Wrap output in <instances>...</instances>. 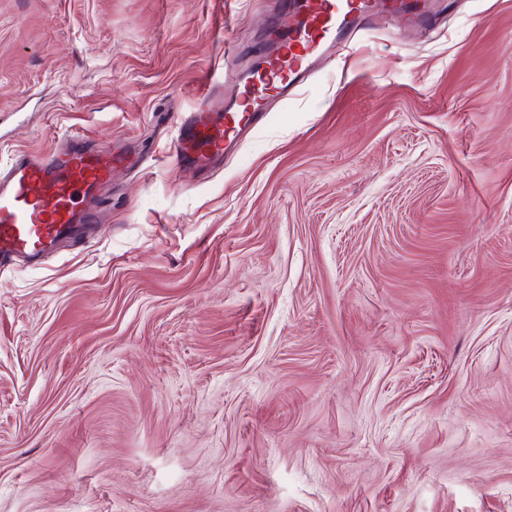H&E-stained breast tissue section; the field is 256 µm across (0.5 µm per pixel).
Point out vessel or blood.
<instances>
[{"mask_svg":"<svg viewBox=\"0 0 512 512\" xmlns=\"http://www.w3.org/2000/svg\"><path fill=\"white\" fill-rule=\"evenodd\" d=\"M378 14L421 30L432 17L427 0H280L261 68L243 77L228 100L221 86L206 83L194 110L177 124L172 148L178 165L212 169L265 123L269 99L291 96ZM142 163L138 152L96 149L80 136L45 157L18 156L0 176V265L22 256L43 259L60 240L80 236L96 218L113 169Z\"/></svg>","mask_w":512,"mask_h":512,"instance_id":"1","label":"vessel or blood"}]
</instances>
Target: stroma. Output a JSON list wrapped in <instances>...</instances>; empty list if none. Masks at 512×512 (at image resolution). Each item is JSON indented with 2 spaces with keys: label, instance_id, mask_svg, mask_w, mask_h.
<instances>
[{
  "label": "stroma",
  "instance_id": "stroma-1",
  "mask_svg": "<svg viewBox=\"0 0 512 512\" xmlns=\"http://www.w3.org/2000/svg\"><path fill=\"white\" fill-rule=\"evenodd\" d=\"M271 9L0 0V171L77 135L148 158L0 267V512H512V0L378 20L180 171Z\"/></svg>",
  "mask_w": 512,
  "mask_h": 512
}]
</instances>
